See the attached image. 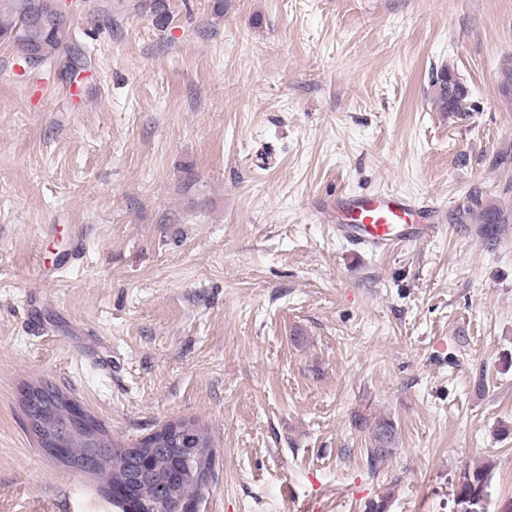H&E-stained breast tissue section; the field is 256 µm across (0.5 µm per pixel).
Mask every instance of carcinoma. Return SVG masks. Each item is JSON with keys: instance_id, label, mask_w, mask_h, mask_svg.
<instances>
[{"instance_id": "1", "label": "carcinoma", "mask_w": 512, "mask_h": 512, "mask_svg": "<svg viewBox=\"0 0 512 512\" xmlns=\"http://www.w3.org/2000/svg\"><path fill=\"white\" fill-rule=\"evenodd\" d=\"M0 41L15 49L23 60L37 54L42 66L63 59L69 64H80L83 70L91 67L86 52L74 43L61 0H0ZM501 74L502 95L512 101V60L502 64ZM433 87V103L442 112L457 113L460 100L468 98L464 85L447 68L436 76ZM474 213L480 215L484 224L512 223L511 208L497 204L479 191L469 195L467 203L448 219L463 224ZM39 386L40 402L20 398L24 415L40 412L64 424L70 408L58 401L59 388L39 381L25 385L23 390ZM194 431L201 434L207 447H213L205 428L194 421H183L180 429L168 434L167 442L154 446L141 439L128 453L120 452L124 444L109 435L101 444L76 438L67 447V460L61 459L59 463L99 478L102 492L118 500L122 512H165L163 499L155 495V490L160 487L166 496L192 503L198 495L195 475L211 465L208 457L193 451ZM371 438L370 459L381 461L395 445L393 423L378 422ZM490 481L491 472L484 466L464 470L454 494L456 512H489Z\"/></svg>"}]
</instances>
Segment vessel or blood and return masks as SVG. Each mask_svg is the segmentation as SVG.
<instances>
[{"mask_svg":"<svg viewBox=\"0 0 512 512\" xmlns=\"http://www.w3.org/2000/svg\"><path fill=\"white\" fill-rule=\"evenodd\" d=\"M336 235L357 249L383 252L437 235L443 224L433 204L395 192L342 194L320 210Z\"/></svg>","mask_w":512,"mask_h":512,"instance_id":"b4317fda","label":"vessel or blood"}]
</instances>
